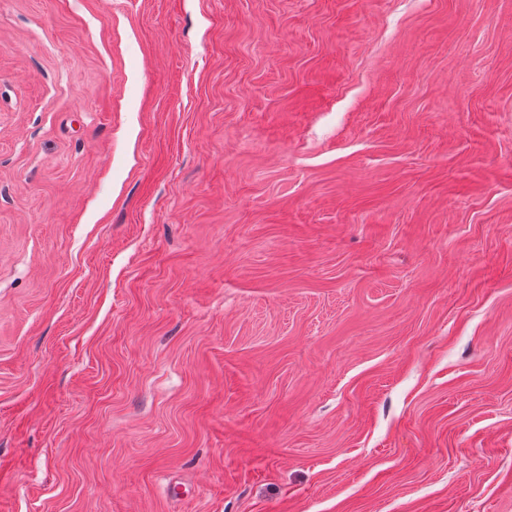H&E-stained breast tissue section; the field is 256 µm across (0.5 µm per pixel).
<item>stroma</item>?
Instances as JSON below:
<instances>
[{"label":"stroma","mask_w":512,"mask_h":512,"mask_svg":"<svg viewBox=\"0 0 512 512\" xmlns=\"http://www.w3.org/2000/svg\"><path fill=\"white\" fill-rule=\"evenodd\" d=\"M0 512H512V0H0Z\"/></svg>","instance_id":"stroma-1"}]
</instances>
